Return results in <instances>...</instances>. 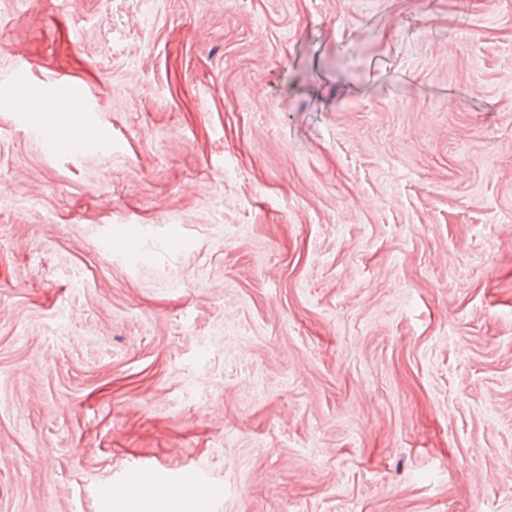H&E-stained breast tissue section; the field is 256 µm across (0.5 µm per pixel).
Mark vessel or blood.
<instances>
[{
  "instance_id": "obj_1",
  "label": "vessel or blood",
  "mask_w": 512,
  "mask_h": 512,
  "mask_svg": "<svg viewBox=\"0 0 512 512\" xmlns=\"http://www.w3.org/2000/svg\"><path fill=\"white\" fill-rule=\"evenodd\" d=\"M31 74L32 69L26 63L20 64L16 70L15 82L18 91L10 99L8 107L19 124L37 125L39 139L55 152L79 155L111 149L112 143L105 137L100 121L101 104L99 100L88 96L83 97L80 106L83 118L78 131L73 137H61L53 122L52 105L65 90L66 85L57 79L44 78L34 83L30 80ZM35 101L41 105V121L37 124L33 123L31 115V104ZM146 480L154 485L156 494L160 496L169 495L172 489L179 486L178 477L165 475L161 471L145 467L126 469L118 477L115 485L124 490L135 491Z\"/></svg>"
}]
</instances>
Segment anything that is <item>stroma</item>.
I'll return each mask as SVG.
<instances>
[{"mask_svg": "<svg viewBox=\"0 0 512 512\" xmlns=\"http://www.w3.org/2000/svg\"><path fill=\"white\" fill-rule=\"evenodd\" d=\"M20 63L112 148L0 106V512H512V0H0ZM33 68L29 64L21 63L16 68L15 82L20 88L9 100L8 107L14 114L16 121L24 126H30L33 119L31 115L32 100L37 99L41 105L36 104L33 112H39L42 120L38 126V137L41 141L51 147L53 152L79 155L82 153L111 150L112 141L107 140L104 135L103 125L100 121L99 100L89 96H81V106L77 112L83 113L81 125L77 128L60 124V128L75 135L72 138H63L57 131L53 122L52 105L57 97L66 89L64 82L56 79L39 78V81L31 84L30 76ZM144 479L154 485L158 496H167L172 489H186L189 486V483L177 476L163 475L161 471L152 468L134 467L121 473L114 482V487L135 491L141 488Z\"/></svg>", "mask_w": 512, "mask_h": 512, "instance_id": "obj_1", "label": "stroma"}]
</instances>
